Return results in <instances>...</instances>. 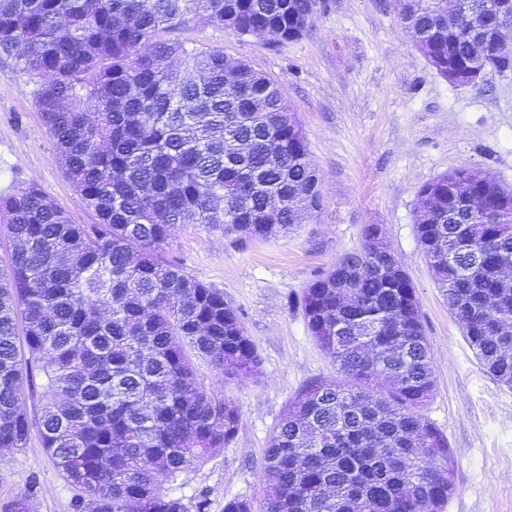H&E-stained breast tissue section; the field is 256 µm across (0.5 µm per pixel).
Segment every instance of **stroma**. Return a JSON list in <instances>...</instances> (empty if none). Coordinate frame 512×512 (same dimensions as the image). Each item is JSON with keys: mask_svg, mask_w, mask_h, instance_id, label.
<instances>
[{"mask_svg": "<svg viewBox=\"0 0 512 512\" xmlns=\"http://www.w3.org/2000/svg\"><path fill=\"white\" fill-rule=\"evenodd\" d=\"M187 47H217L279 88L305 134L318 170L321 206L288 234H225L218 224L177 226L165 255L236 309L260 367L227 380L198 362L208 393L240 409L234 438L187 466L164 491L188 512H224L233 499L263 512L265 450L296 394L336 378L310 335L303 295L379 225L420 303L433 351L435 388L423 414L448 438L455 491L444 512H512V388L479 366L419 245L417 191L458 167L512 189V73L477 85L442 79L417 49L391 0H320L304 36L276 43L197 22ZM34 85L0 59V197L35 184L73 223H94L65 177L33 97ZM32 512H74L81 490L66 481L31 433L25 448L0 452V512L24 493Z\"/></svg>", "mask_w": 512, "mask_h": 512, "instance_id": "35a3bbf8", "label": "stroma"}]
</instances>
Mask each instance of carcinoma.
I'll return each mask as SVG.
<instances>
[{
    "label": "carcinoma",
    "instance_id": "cac0c4a2",
    "mask_svg": "<svg viewBox=\"0 0 512 512\" xmlns=\"http://www.w3.org/2000/svg\"><path fill=\"white\" fill-rule=\"evenodd\" d=\"M408 0L422 55L456 86L482 63L474 24L493 0ZM317 0H0V58L34 82V104L79 203L74 224L32 184L0 199L14 244L0 266V449L31 431L86 499L78 512H186L164 494L228 444L236 404L208 394L193 358L227 379L258 359L224 294L164 249L180 224L267 239L320 205L304 132L277 85L219 48L172 34L207 21L282 41ZM459 22L448 25V16ZM475 201L448 223V182ZM512 191L459 167L418 190L415 223L431 275L483 369L512 386ZM378 226L305 290L311 336L340 379L289 404L264 456V512H442L454 490L448 439L420 412L432 352L415 288ZM45 403L29 417L24 386Z\"/></svg>",
    "mask_w": 512,
    "mask_h": 512
}]
</instances>
